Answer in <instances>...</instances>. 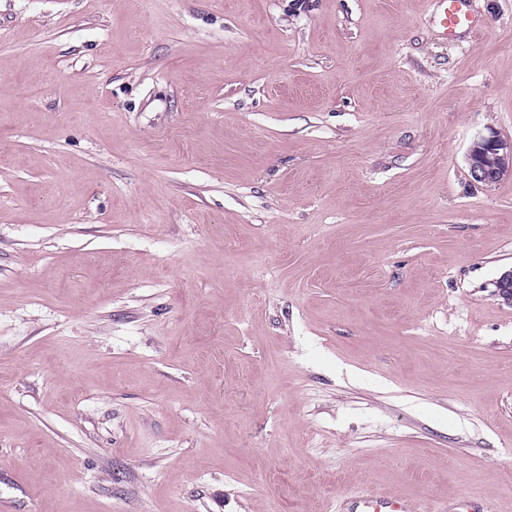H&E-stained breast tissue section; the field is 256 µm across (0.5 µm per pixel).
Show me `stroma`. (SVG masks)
<instances>
[{
    "label": "stroma",
    "instance_id": "35a3bbf8",
    "mask_svg": "<svg viewBox=\"0 0 512 512\" xmlns=\"http://www.w3.org/2000/svg\"><path fill=\"white\" fill-rule=\"evenodd\" d=\"M0 0V512H512V0ZM441 8V26L446 36H454L457 30L470 27V14L463 9L467 0H436ZM470 175L475 182L492 186L512 177V140L489 128L473 141L467 156ZM346 506L344 511L341 507L342 512H446L448 510L447 505L427 507L418 500L402 496L375 504L367 499L356 497L346 502Z\"/></svg>",
    "mask_w": 512,
    "mask_h": 512
}]
</instances>
